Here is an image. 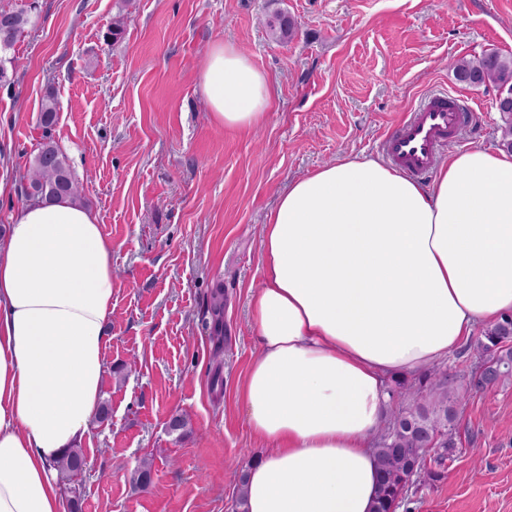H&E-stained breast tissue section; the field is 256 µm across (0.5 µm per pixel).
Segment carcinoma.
I'll list each match as a JSON object with an SVG mask.
<instances>
[{"label":"carcinoma","instance_id":"1","mask_svg":"<svg viewBox=\"0 0 512 512\" xmlns=\"http://www.w3.org/2000/svg\"><path fill=\"white\" fill-rule=\"evenodd\" d=\"M29 18L24 12L0 10V53L9 50L23 32ZM295 26L278 15L270 22L272 35L287 39ZM459 81L469 85L493 84L500 94L512 96V58L491 53L477 60L461 59L455 64ZM26 198L53 201L60 198L80 197L66 157L50 140L44 142L29 167ZM476 351L486 369L472 378V388L480 391L498 385L512 377V315H505L483 331ZM400 400L399 409L387 428L376 439L374 448L379 470V483L373 512H397L403 495L422 474L436 480L438 471H426L425 449L437 448V464L452 457L457 449L454 405L458 397L450 385L448 373L442 369L429 371L418 378L415 397L405 398L403 393L391 392ZM84 454L79 448L70 449L57 462L60 475L71 486L70 504L79 509L80 487L73 484L82 472Z\"/></svg>","mask_w":512,"mask_h":512}]
</instances>
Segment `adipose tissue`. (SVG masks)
I'll return each mask as SVG.
<instances>
[{"mask_svg": "<svg viewBox=\"0 0 512 512\" xmlns=\"http://www.w3.org/2000/svg\"><path fill=\"white\" fill-rule=\"evenodd\" d=\"M198 88L227 128L273 107L267 74L230 44L210 48ZM260 249V351L239 397L263 450L245 508L372 512L386 377L512 314V153H451L426 186L336 160L289 183ZM112 281V243L78 201L25 204L0 230V512H67L54 463L100 408Z\"/></svg>", "mask_w": 512, "mask_h": 512, "instance_id": "1", "label": "adipose tissue"}]
</instances>
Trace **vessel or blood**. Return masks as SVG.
<instances>
[{"label": "vessel or blood", "mask_w": 512, "mask_h": 512, "mask_svg": "<svg viewBox=\"0 0 512 512\" xmlns=\"http://www.w3.org/2000/svg\"><path fill=\"white\" fill-rule=\"evenodd\" d=\"M475 125L476 114L463 96L436 90L420 98L380 149L407 174L423 178L449 139L472 135Z\"/></svg>", "instance_id": "vessel-or-blood-1"}]
</instances>
